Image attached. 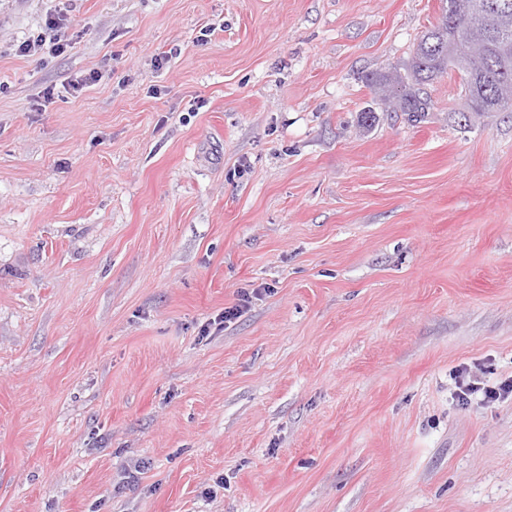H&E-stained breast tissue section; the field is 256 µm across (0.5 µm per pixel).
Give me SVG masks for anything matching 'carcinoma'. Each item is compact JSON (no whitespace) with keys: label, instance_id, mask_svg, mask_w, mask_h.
I'll return each instance as SVG.
<instances>
[{"label":"carcinoma","instance_id":"cac0c4a2","mask_svg":"<svg viewBox=\"0 0 512 512\" xmlns=\"http://www.w3.org/2000/svg\"><path fill=\"white\" fill-rule=\"evenodd\" d=\"M450 14L456 20L451 33ZM450 37L480 45L478 57L460 72L468 111L484 114L495 98L512 103V0H445L439 22L414 47L407 74L375 76L370 86L382 92L401 86L396 110L415 122L422 119L431 107L425 86L448 70Z\"/></svg>","mask_w":512,"mask_h":512}]
</instances>
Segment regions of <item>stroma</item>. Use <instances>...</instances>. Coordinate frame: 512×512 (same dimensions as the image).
<instances>
[{
  "instance_id": "1",
  "label": "stroma",
  "mask_w": 512,
  "mask_h": 512,
  "mask_svg": "<svg viewBox=\"0 0 512 512\" xmlns=\"http://www.w3.org/2000/svg\"><path fill=\"white\" fill-rule=\"evenodd\" d=\"M442 6L0 0V512H512V108L367 82ZM66 16H57L51 18L48 23V28L54 32L52 38L49 39V51L54 54L61 55L66 52L70 46V40L66 34L68 29V22ZM456 395L462 402L471 401V397L481 393L482 401L494 402L500 398L512 393V384L510 381L500 383L498 386H489L484 384L477 375H470L469 372L461 371L456 377Z\"/></svg>"
}]
</instances>
